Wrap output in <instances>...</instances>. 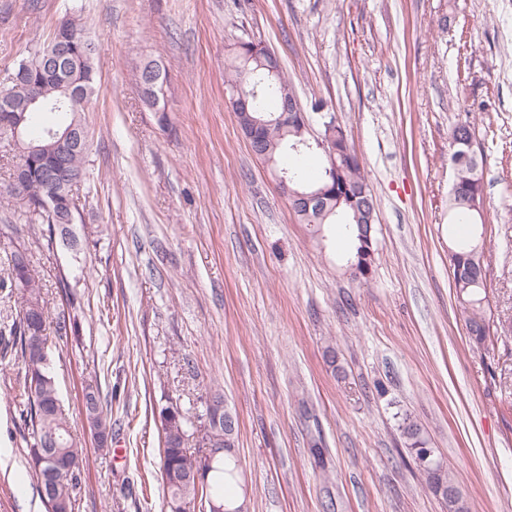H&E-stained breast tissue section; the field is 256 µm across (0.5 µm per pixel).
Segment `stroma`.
I'll use <instances>...</instances> for the list:
<instances>
[{"label": "stroma", "mask_w": 512, "mask_h": 512, "mask_svg": "<svg viewBox=\"0 0 512 512\" xmlns=\"http://www.w3.org/2000/svg\"><path fill=\"white\" fill-rule=\"evenodd\" d=\"M66 18L97 45L71 251L0 203L51 313V373L89 464L73 512H164L162 407L201 447L205 400L236 416L244 512H448L398 430L415 418L466 512H512V0H0V77ZM279 58L323 101L373 189V262L354 277L333 225L299 223L224 101L236 46ZM166 69V111L137 84ZM483 158L490 336L474 346L448 251L451 133ZM68 291H61V284ZM73 302H66V295ZM0 358V512H48ZM112 422L98 450L79 400Z\"/></svg>", "instance_id": "1"}]
</instances>
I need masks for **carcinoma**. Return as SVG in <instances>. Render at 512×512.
I'll return each mask as SVG.
<instances>
[{
  "instance_id": "obj_1",
  "label": "carcinoma",
  "mask_w": 512,
  "mask_h": 512,
  "mask_svg": "<svg viewBox=\"0 0 512 512\" xmlns=\"http://www.w3.org/2000/svg\"><path fill=\"white\" fill-rule=\"evenodd\" d=\"M63 27L72 28L71 53L73 60L69 67L72 79L80 82L87 97H92L95 90L96 68L95 59L85 61L82 55L85 52L83 39L86 35L85 26L76 19L61 23ZM251 49L238 45L235 55L227 68L224 84L253 85L257 74L254 73L255 61L248 57ZM44 66V55L41 48H36L29 57L22 60L13 73L18 78L13 81L11 88L12 105L14 110L20 112L27 106L33 84L39 80L40 72ZM157 79L158 84L166 82V72L156 61L145 63L139 71V83L144 84L151 79ZM293 92L286 77H281V83L264 88L254 105V111L264 113L276 112L281 108L283 90ZM83 109L74 107L71 113L45 110L32 115L30 127L37 129L39 142L46 143L49 138L44 136L49 129L58 130L65 121L81 119ZM263 136V155L260 159L274 169L280 168L282 157L290 153L285 143L297 139L295 129H280L271 126L265 129ZM336 162L343 168L342 174L336 177L339 193L328 207H336L330 215L321 214L316 210L304 212L294 210L302 224H341L345 229L343 246L348 257L356 260L359 275H368L372 258L369 249L364 247L367 240L361 238L362 229L355 223L352 205L348 201L355 200V205H366V200L358 196L361 190L366 191L368 197H373L372 190L362 173V162L351 146L345 131L336 126ZM69 165L75 176L85 182L89 180L90 173L89 153H77L70 157ZM30 179L25 188L24 215L26 221L32 225L45 224L49 236L63 234L64 229L54 230V225L63 220V215L54 210L47 212L42 207L44 194L40 167L29 162ZM293 177L294 186L323 187L329 184V178L322 176L318 181L309 183L304 170L293 163L286 166ZM455 184L448 199V217L459 224H468L472 227L478 225L476 214L464 206L465 198L473 191L483 192L481 171L476 164L465 159L455 168ZM482 257V245L479 237L469 235L461 239L456 248L451 250L449 261L456 262L470 270L474 283L466 282L453 276L456 292V301L459 308L466 315L467 333L476 345L485 344L488 337L486 324V288ZM7 276L11 283V291L17 296L19 313L12 323L0 329V344L4 349H14L17 356L25 365V375L22 381L13 388L12 399L20 406V416L25 426L31 428L33 444L31 457L37 488L43 500L49 507V512H73V492L81 480L86 459L79 450L66 421L60 403L55 380L50 373V358L48 353V336L46 335V322L49 318L47 304L42 296V283L35 273L33 255L28 249L20 250L10 248L6 256ZM216 409L220 410V419L231 423L232 430L224 431V427L211 428V431L202 437L203 445L213 444L222 448L235 446L238 422L233 414L224 406V397L214 391L209 395ZM82 412L89 428L99 446L104 447L112 440V423L104 411L100 393L89 386L82 395ZM188 420L183 414H178L174 423L161 422L163 433L162 479L167 490V509L178 505L182 512H211V504L224 506V486L238 478V464L231 463L220 453L211 458L204 481L197 485L187 479V475L200 467L204 451L191 453L185 448ZM399 430L405 440L409 453L417 455L419 448L427 444L422 435L420 426L410 416L402 417ZM430 488L440 495L448 505V512H465L460 494L448 496V487L455 483L448 476L441 474V469L430 467L425 469Z\"/></svg>"
}]
</instances>
